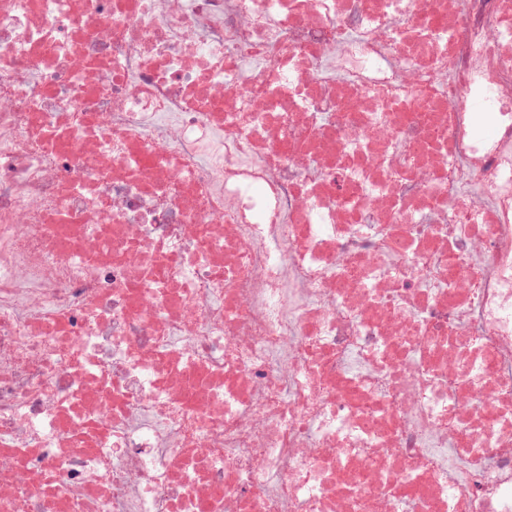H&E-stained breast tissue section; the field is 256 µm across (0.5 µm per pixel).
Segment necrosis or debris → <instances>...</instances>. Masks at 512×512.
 <instances>
[{"instance_id": "4bbe7bcc", "label": "necrosis or debris", "mask_w": 512, "mask_h": 512, "mask_svg": "<svg viewBox=\"0 0 512 512\" xmlns=\"http://www.w3.org/2000/svg\"><path fill=\"white\" fill-rule=\"evenodd\" d=\"M0 512H512V0H0Z\"/></svg>"}]
</instances>
